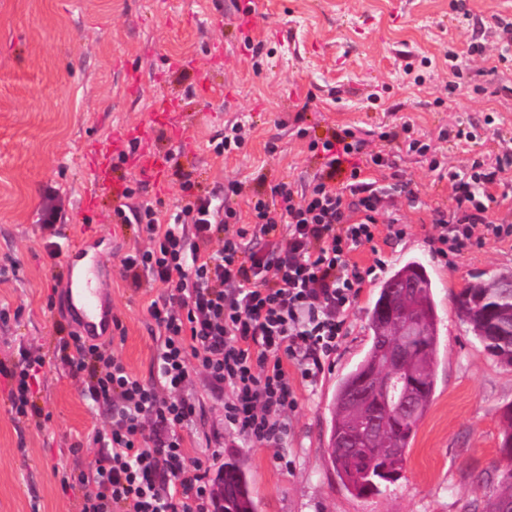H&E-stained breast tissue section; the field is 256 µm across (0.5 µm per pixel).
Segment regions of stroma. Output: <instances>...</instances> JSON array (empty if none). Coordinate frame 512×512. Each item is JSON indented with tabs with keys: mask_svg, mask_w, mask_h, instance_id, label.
<instances>
[{
	"mask_svg": "<svg viewBox=\"0 0 512 512\" xmlns=\"http://www.w3.org/2000/svg\"><path fill=\"white\" fill-rule=\"evenodd\" d=\"M244 15L230 0H0V360L18 346L43 356L36 388L42 415L17 420L9 385L0 378V512H78L81 493L63 489V472L91 470L93 429L108 427L107 408L92 406L81 378L57 366L59 325L70 322L69 264H51L40 217L54 209L62 248L81 243L102 257V300L119 324L108 327L112 347L132 375H158V330L147 311L159 284L132 290L121 260L146 246L133 229L117 232L112 215L122 197L95 184L104 163L131 191L168 217L199 194H240L226 203L247 215L255 191L280 182L307 187L323 168L314 141L350 127L380 132L410 120L425 138L474 126L475 143L448 145L449 168L496 163L512 144V61L498 60L501 32L492 16H512V0H466L468 16L452 0H257ZM477 52H469L471 41ZM469 53L456 79L450 54ZM412 73H404L405 63ZM210 95L198 92L199 76ZM456 91H449V84ZM175 100L167 128L153 134L169 158L156 183L137 167L135 140L161 101ZM306 112H299V105ZM494 116L486 125V116ZM244 124L240 148L220 154L226 128ZM396 162L416 201L388 192L377 219L406 224L402 239L354 251L359 265L382 259L349 313L348 334L316 385L296 369L288 377L298 398L290 433L276 448L257 447L224 424L229 391L191 372L184 386L197 402L192 432L217 457L246 464L256 512H482L499 488L501 410L512 404V367L491 356L458 316L455 297L474 276L512 274V241L484 240L453 264L436 259L427 241L433 209L452 210V187L436 180L424 157L397 149ZM421 262L433 282L438 314L435 389L407 451L404 476L389 490L359 498L343 484L328 447L333 397L340 378L370 347L368 312L381 284L407 261Z\"/></svg>",
	"mask_w": 512,
	"mask_h": 512,
	"instance_id": "stroma-1",
	"label": "stroma"
}]
</instances>
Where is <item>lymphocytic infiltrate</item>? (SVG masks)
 <instances>
[{"label":"lymphocytic infiltrate","mask_w":512,"mask_h":512,"mask_svg":"<svg viewBox=\"0 0 512 512\" xmlns=\"http://www.w3.org/2000/svg\"><path fill=\"white\" fill-rule=\"evenodd\" d=\"M386 141L402 140L407 152L429 156V169L455 192L452 212L434 210L432 237L440 260L470 248L484 227L495 239L512 238V228L489 223L488 209L501 166L473 163L470 172L448 169L416 136L411 121ZM360 132L347 128L321 142L323 171L307 188L280 183L270 195H255L250 220L217 195H200L161 223L149 203L114 211L116 223L146 236L149 245L126 254L121 276L133 287L143 278L164 285L148 312L158 328L159 373L145 381L130 374L110 342L69 331L54 358L82 376L93 405L110 410L108 428L90 437L98 449L92 472H73L63 487H80L79 512H208L212 490L208 468L190 456L184 436L196 402L183 392L190 373L207 374L214 388H230L224 405L231 429L258 446L288 438V413L298 406L289 367L316 382L348 333V313L375 267L360 268L353 251L375 245L383 186L366 181L355 156L394 168L389 155L364 153ZM234 232H227V225ZM223 235L221 248L205 243ZM45 365L42 356L19 349L16 360L0 362L9 380L16 419L41 416L33 386Z\"/></svg>","instance_id":"f902f5d3"}]
</instances>
